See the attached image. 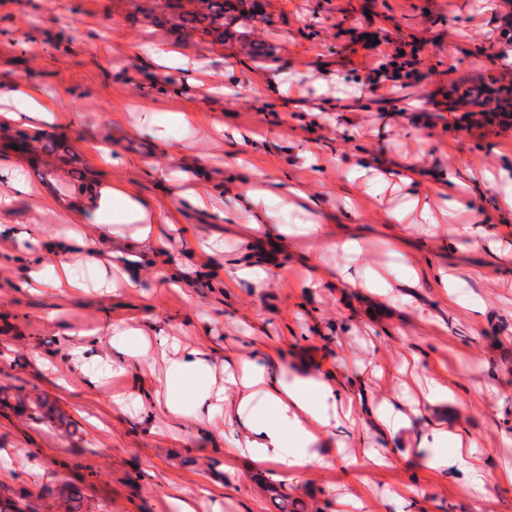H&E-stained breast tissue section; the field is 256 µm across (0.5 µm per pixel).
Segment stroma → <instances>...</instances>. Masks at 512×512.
Returning <instances> with one entry per match:
<instances>
[{"instance_id": "stroma-1", "label": "stroma", "mask_w": 512, "mask_h": 512, "mask_svg": "<svg viewBox=\"0 0 512 512\" xmlns=\"http://www.w3.org/2000/svg\"><path fill=\"white\" fill-rule=\"evenodd\" d=\"M163 11V0H0V82L40 90L57 114L39 132L66 142L51 154L37 142L17 148L15 128H0V163L32 189L0 209L11 229L0 235V498L65 512L73 484L81 512H179L181 492L202 501L199 512H279L284 496L299 512H339L346 502L350 512H512V484L478 492L455 468L429 466L452 455L451 441L414 443L430 419L467 431L487 470L512 468V216L500 206L512 193V125L469 124L463 100L502 71L484 49L499 40L507 6L257 0L226 22L220 43L155 23ZM244 34L263 55L242 49ZM147 40L173 47L168 67L136 53ZM397 48L416 52L415 73L402 86L371 84L369 67ZM271 73L288 93L268 83ZM101 144L112 165L100 163ZM312 152L327 167L310 164ZM240 157L304 187L312 205L302 212L270 199L280 228L257 234L241 196H217L204 211L181 201L184 175L218 182ZM411 163L423 184L445 174L468 183V211L427 223L387 175ZM106 181L127 183L169 219L165 247L137 242L118 205L102 217L103 238L82 214L64 223L46 208L51 198L91 200ZM311 222L356 239L358 250L308 241L301 230ZM78 236L99 252L76 257L87 291L75 296L53 287L52 263ZM211 242L262 266L264 287L225 288L223 266L202 251ZM115 248L116 264L103 262ZM305 253L323 275L318 287L306 284ZM344 265L393 282L413 267L419 280L387 302L343 288L335 273ZM169 267L174 288L157 276ZM440 267L465 272L458 305L436 282ZM195 349L218 368L258 353L289 379L331 365L363 416L316 441L325 465L284 481L275 462L227 458L223 402L198 418L195 391L177 382L158 392L136 365ZM112 362L124 373L88 384L85 367ZM436 375L452 379L451 395L393 436L376 431L371 411L393 396L418 398ZM129 393L132 403L113 404ZM168 403L179 421L162 415ZM373 455L392 463L371 466Z\"/></svg>"}]
</instances>
